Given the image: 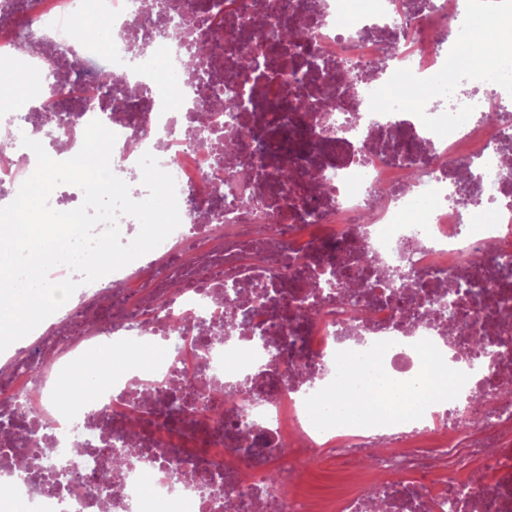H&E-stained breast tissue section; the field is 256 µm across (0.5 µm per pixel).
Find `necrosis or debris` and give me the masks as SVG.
<instances>
[{
  "mask_svg": "<svg viewBox=\"0 0 512 512\" xmlns=\"http://www.w3.org/2000/svg\"><path fill=\"white\" fill-rule=\"evenodd\" d=\"M268 2L221 5L232 44L195 69L187 56L210 37L219 0H0V73L27 90L0 126L33 139L51 130L46 151L64 161L100 120L117 136L115 174H138L152 153L176 180L181 217L156 249L87 284L5 353L0 396L34 415L0 428V487L33 512H324L296 476V460L313 457L372 477L334 512H512V59L489 53L466 94L446 78L475 32L512 18V0L445 30L448 0H427L417 17L406 0L349 11L279 0L299 31L284 47L274 18L258 16ZM90 13L112 30L97 54L75 37ZM385 46L384 83L329 81ZM283 51L292 68L253 71L248 111L210 106L190 135L201 69ZM408 81L430 87L421 111L395 91ZM299 94L311 111L294 110ZM495 111L500 122L484 123ZM242 128L257 133L247 167L212 148ZM286 166L309 176L283 184ZM32 173L31 150L15 143L0 161V206ZM219 304L248 321L181 333L182 318ZM105 341L116 364L98 375L93 404L63 399L62 388H86L85 353ZM150 349L145 379L129 355ZM439 355L454 404L431 403L419 427L342 422L334 392L352 362L380 359L423 394ZM242 380L246 390L220 393ZM30 434L75 463L68 480L45 488L23 447ZM258 434L270 441L259 453ZM109 444L128 461L98 493L89 485Z\"/></svg>",
  "mask_w": 512,
  "mask_h": 512,
  "instance_id": "necrosis-or-debris-1",
  "label": "necrosis or debris"
}]
</instances>
